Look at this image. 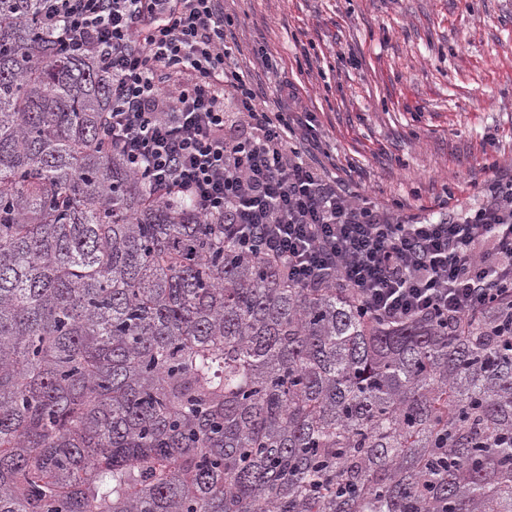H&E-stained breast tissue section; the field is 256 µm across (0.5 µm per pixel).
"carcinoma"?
I'll list each match as a JSON object with an SVG mask.
<instances>
[{
	"instance_id": "carcinoma-1",
	"label": "carcinoma",
	"mask_w": 512,
	"mask_h": 512,
	"mask_svg": "<svg viewBox=\"0 0 512 512\" xmlns=\"http://www.w3.org/2000/svg\"><path fill=\"white\" fill-rule=\"evenodd\" d=\"M0 0V512H512V303L448 334L158 204Z\"/></svg>"
}]
</instances>
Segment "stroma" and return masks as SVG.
<instances>
[{
    "label": "stroma",
    "mask_w": 512,
    "mask_h": 512,
    "mask_svg": "<svg viewBox=\"0 0 512 512\" xmlns=\"http://www.w3.org/2000/svg\"><path fill=\"white\" fill-rule=\"evenodd\" d=\"M230 59L277 111L314 115L303 159L403 217L483 206L512 169V0H222Z\"/></svg>",
    "instance_id": "35a3bbf8"
}]
</instances>
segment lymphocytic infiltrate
<instances>
[{
	"label": "lymphocytic infiltrate",
	"mask_w": 512,
	"mask_h": 512,
	"mask_svg": "<svg viewBox=\"0 0 512 512\" xmlns=\"http://www.w3.org/2000/svg\"><path fill=\"white\" fill-rule=\"evenodd\" d=\"M39 15L60 30L65 54L93 57L111 75L112 145L157 202L187 201L290 281L341 282L390 320L432 316L452 331L491 302L512 300V175L497 164L483 207L406 224L357 203L302 159L310 122L293 83L279 85L287 111L259 108L228 63L220 0H40ZM174 73L188 82L166 88ZM228 99L239 114L231 125Z\"/></svg>",
	"instance_id": "f902f5d3"
}]
</instances>
